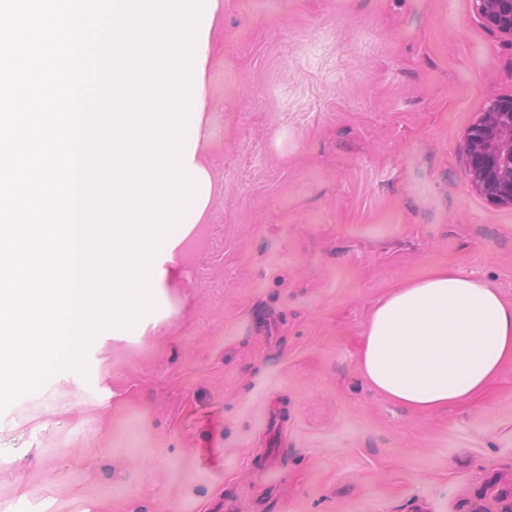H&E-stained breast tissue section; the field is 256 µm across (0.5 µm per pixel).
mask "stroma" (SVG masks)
Instances as JSON below:
<instances>
[{
  "instance_id": "35a3bbf8",
  "label": "stroma",
  "mask_w": 512,
  "mask_h": 512,
  "mask_svg": "<svg viewBox=\"0 0 512 512\" xmlns=\"http://www.w3.org/2000/svg\"><path fill=\"white\" fill-rule=\"evenodd\" d=\"M207 72L216 177L143 343H106L56 420L0 432V512H497L512 364L417 414L360 353L374 303L438 267L512 303V209L463 145L512 95V37L471 0H222Z\"/></svg>"
}]
</instances>
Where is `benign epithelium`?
<instances>
[{"label":"benign epithelium","mask_w":512,"mask_h":512,"mask_svg":"<svg viewBox=\"0 0 512 512\" xmlns=\"http://www.w3.org/2000/svg\"><path fill=\"white\" fill-rule=\"evenodd\" d=\"M484 25L512 37V0H472ZM470 188L490 203L512 208V98L495 99L468 130Z\"/></svg>","instance_id":"7a95c632"}]
</instances>
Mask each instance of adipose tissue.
<instances>
[{"instance_id": "1", "label": "adipose tissue", "mask_w": 512, "mask_h": 512, "mask_svg": "<svg viewBox=\"0 0 512 512\" xmlns=\"http://www.w3.org/2000/svg\"><path fill=\"white\" fill-rule=\"evenodd\" d=\"M201 192L186 224L168 240L155 270V332L178 314L171 286L184 247L196 233L213 195L214 177L201 158L188 161ZM512 362V303L478 275L440 267L379 299L369 315L361 370L388 400L415 413L460 404L482 392Z\"/></svg>"}]
</instances>
